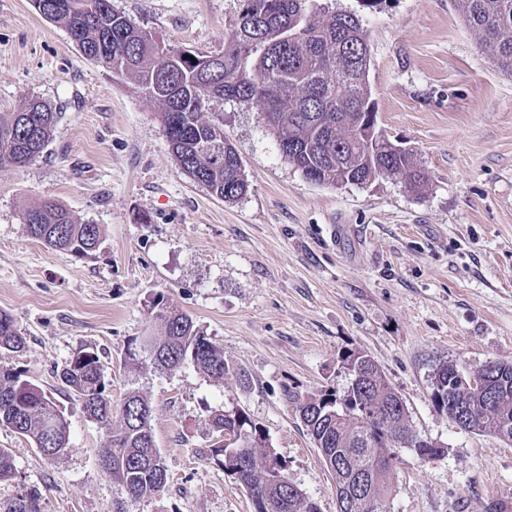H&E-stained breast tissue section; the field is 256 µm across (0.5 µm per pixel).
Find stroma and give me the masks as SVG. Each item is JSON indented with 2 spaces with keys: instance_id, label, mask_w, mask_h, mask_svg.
Listing matches in <instances>:
<instances>
[{
  "instance_id": "stroma-1",
  "label": "stroma",
  "mask_w": 512,
  "mask_h": 512,
  "mask_svg": "<svg viewBox=\"0 0 512 512\" xmlns=\"http://www.w3.org/2000/svg\"><path fill=\"white\" fill-rule=\"evenodd\" d=\"M356 14L368 34L377 120L428 174L419 192L380 177L319 185L285 161L261 109L213 100L248 190L228 202L171 153L161 107L126 74L94 64L32 0H0V113L37 97L57 111L44 152L0 167V311L26 345L0 350L60 404V456L0 426L13 462L0 502L41 493V512H253L209 458L210 413L239 408L261 424L318 512H336L332 477L302 423L301 402L343 395L342 359L369 354L409 421L444 455L399 451L383 512H512V443L474 434L432 404L442 360L475 370L512 363V76L464 24L457 0H316ZM169 45L220 54L239 0H112ZM51 199L101 228L91 255L46 248L25 210ZM193 318L223 347L217 382L192 364L128 370L141 336L160 335L154 300ZM83 348L98 353L113 405L142 391L167 471L131 499L100 458L110 430L58 379Z\"/></svg>"
}]
</instances>
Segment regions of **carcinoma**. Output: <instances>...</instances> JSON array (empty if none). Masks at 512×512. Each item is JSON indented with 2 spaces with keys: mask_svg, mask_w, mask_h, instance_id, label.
Here are the masks:
<instances>
[{
  "mask_svg": "<svg viewBox=\"0 0 512 512\" xmlns=\"http://www.w3.org/2000/svg\"><path fill=\"white\" fill-rule=\"evenodd\" d=\"M41 15L65 26L83 55L98 65L132 74L162 106L161 120L171 153L195 181L216 196L232 201L248 188L235 147L224 129L203 119L215 99L260 106L276 144L294 147L289 160L317 183L362 184L377 176L394 177L413 192L427 181L413 154L377 130L367 139L370 111L371 54L360 19L347 13H316L308 0H239L240 8L224 44L222 63L199 69L182 55L160 52L151 33L138 35L129 19L112 10V0H43ZM464 21L479 48L497 68L512 74V0H460ZM56 112L30 99L17 112L0 115V166L24 167L50 141ZM35 223L27 233L48 248L80 256L96 250L97 224H78L58 203L46 200L24 213ZM161 335L153 337L156 355L127 354L126 365L138 370L148 363L174 371L189 361L206 376L221 381L229 371L224 350L192 317L153 304ZM25 338L12 316L0 311V350L19 352ZM351 384L337 403L328 393L299 407L300 417L320 449L336 490L337 512H382L394 492L395 448H408L423 462L443 449L419 438L409 422L403 398L367 354L342 359ZM480 387L465 385L452 360L433 371L431 401L463 430L512 442V364L489 362L473 372ZM63 387L94 420L112 419V399L105 394L97 352L82 349L61 370ZM337 411L336 417L325 413ZM120 429L112 433L103 456L113 465L109 475L133 499L160 492L166 468L155 446L152 407L139 391L126 394L119 407ZM208 424L247 443L237 455L210 448L217 461L249 493L254 512H316L314 504L288 477V464L270 445L262 426L242 410L208 416ZM0 426L31 438L36 447H67L69 427L53 398L15 369L0 368ZM369 490L353 491L356 478ZM40 494L26 491L0 504V512H40Z\"/></svg>",
  "mask_w": 512,
  "mask_h": 512,
  "instance_id": "cac0c4a2",
  "label": "carcinoma"
}]
</instances>
